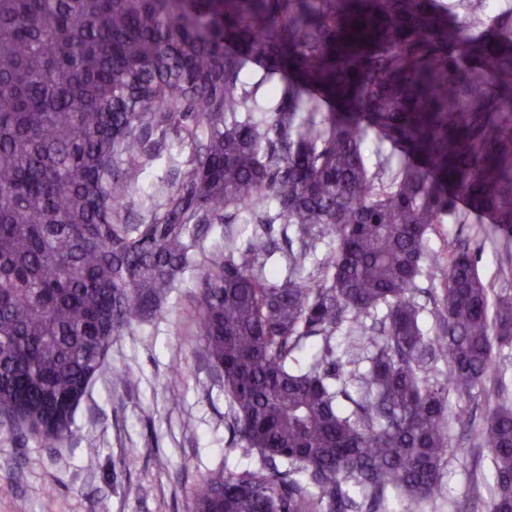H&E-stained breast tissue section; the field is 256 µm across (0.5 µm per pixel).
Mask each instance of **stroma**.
Returning <instances> with one entry per match:
<instances>
[{"label":"stroma","instance_id":"stroma-1","mask_svg":"<svg viewBox=\"0 0 512 512\" xmlns=\"http://www.w3.org/2000/svg\"><path fill=\"white\" fill-rule=\"evenodd\" d=\"M190 155V147L166 144L136 178L137 188L181 183ZM463 245L475 252L494 295H512L506 236L472 217L435 225L427 242L442 267ZM199 297L195 272H186L160 315L113 337L109 371L90 383L64 447H45L0 416V512H190L191 489L209 470L250 466L234 449L228 404L193 334ZM486 411L477 397L460 420L449 402L445 490L425 512H455L456 504L486 497L489 451L467 436Z\"/></svg>","mask_w":512,"mask_h":512}]
</instances>
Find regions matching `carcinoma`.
Listing matches in <instances>:
<instances>
[{
  "mask_svg": "<svg viewBox=\"0 0 512 512\" xmlns=\"http://www.w3.org/2000/svg\"><path fill=\"white\" fill-rule=\"evenodd\" d=\"M186 121L203 133L186 180L129 223L136 176ZM230 209L259 240L205 248ZM468 212L512 233V9L0 0V413L50 448L71 439L112 337L162 312L192 269L196 335L254 458L204 476L192 512H392L393 496L423 512L443 491L449 397L506 391L493 350L512 345V297L491 300L469 248L433 298V333L415 301L430 231ZM273 224L298 243L281 281L266 268ZM325 239L338 247L303 277ZM344 325L348 362L368 363L355 398L336 384ZM437 358L448 373L431 384ZM468 436L489 449L484 512H512V405Z\"/></svg>",
  "mask_w": 512,
  "mask_h": 512,
  "instance_id": "carcinoma-1",
  "label": "carcinoma"
}]
</instances>
